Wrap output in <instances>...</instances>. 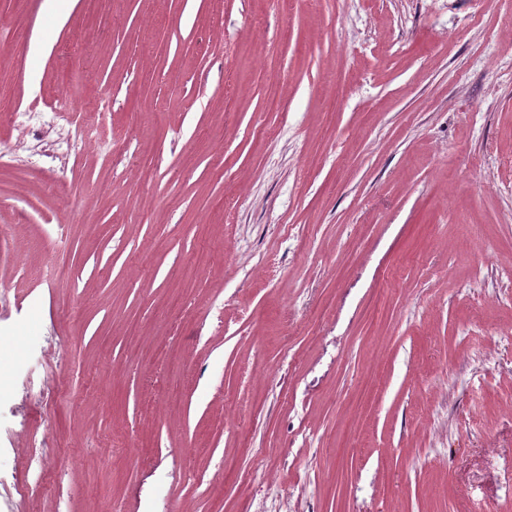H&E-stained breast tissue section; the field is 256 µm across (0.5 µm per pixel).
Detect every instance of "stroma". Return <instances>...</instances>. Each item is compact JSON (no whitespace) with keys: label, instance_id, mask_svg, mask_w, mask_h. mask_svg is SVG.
I'll use <instances>...</instances> for the list:
<instances>
[{"label":"stroma","instance_id":"1","mask_svg":"<svg viewBox=\"0 0 512 512\" xmlns=\"http://www.w3.org/2000/svg\"><path fill=\"white\" fill-rule=\"evenodd\" d=\"M0 10V512H512V0ZM74 76L67 75L62 78L59 84V97L63 101V107L69 112L82 111V98L76 91Z\"/></svg>","mask_w":512,"mask_h":512}]
</instances>
